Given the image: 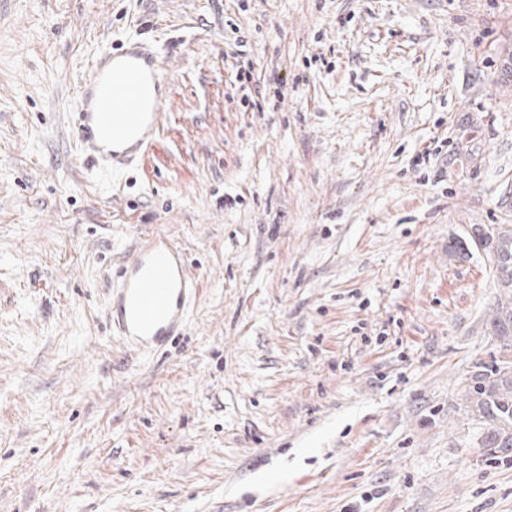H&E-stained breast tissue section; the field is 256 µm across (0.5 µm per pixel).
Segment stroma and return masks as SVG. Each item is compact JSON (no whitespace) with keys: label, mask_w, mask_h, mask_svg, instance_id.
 Segmentation results:
<instances>
[{"label":"stroma","mask_w":512,"mask_h":512,"mask_svg":"<svg viewBox=\"0 0 512 512\" xmlns=\"http://www.w3.org/2000/svg\"><path fill=\"white\" fill-rule=\"evenodd\" d=\"M136 35L166 133L99 180L77 87ZM511 53L512 0H0V512H512L459 396L501 352ZM155 233L201 291L146 354L107 305ZM244 65V61L242 64L239 60H237V64L233 65L234 72V80L239 85V88H243V91L249 90V93L243 94L239 101V105L245 112H263L265 108H267V104L270 105L272 109H278L280 104L284 102V97H282L281 88L284 84H281L280 81H275V77L273 78V82L277 85L274 87L273 98L270 99L267 97V91L260 93V82L255 78L254 68L251 64ZM254 85V96L251 91L250 84ZM269 100V102H267ZM491 237L477 238V247L496 268L500 294L489 312L487 321L501 350L512 356V224H493Z\"/></svg>","instance_id":"35a3bbf8"}]
</instances>
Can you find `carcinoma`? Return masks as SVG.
Wrapping results in <instances>:
<instances>
[{
  "mask_svg": "<svg viewBox=\"0 0 512 512\" xmlns=\"http://www.w3.org/2000/svg\"><path fill=\"white\" fill-rule=\"evenodd\" d=\"M496 268L500 294L488 315L499 347L512 355V224H496L491 236L477 239ZM468 417L479 424L476 447L490 459H512V360L477 367L460 388Z\"/></svg>",
  "mask_w": 512,
  "mask_h": 512,
  "instance_id": "carcinoma-1",
  "label": "carcinoma"
}]
</instances>
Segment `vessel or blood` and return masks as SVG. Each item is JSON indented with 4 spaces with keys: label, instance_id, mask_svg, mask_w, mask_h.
<instances>
[{
    "label": "vessel or blood",
    "instance_id": "obj_1",
    "mask_svg": "<svg viewBox=\"0 0 512 512\" xmlns=\"http://www.w3.org/2000/svg\"><path fill=\"white\" fill-rule=\"evenodd\" d=\"M149 81L160 85L167 76L161 57L142 43L96 55L78 89L75 121L78 158L91 174L118 173L155 151L164 132L165 101L145 106L136 89ZM199 290L183 248L167 235H153L119 268L109 294L110 327L144 351L164 350L182 335Z\"/></svg>",
    "mask_w": 512,
    "mask_h": 512
}]
</instances>
